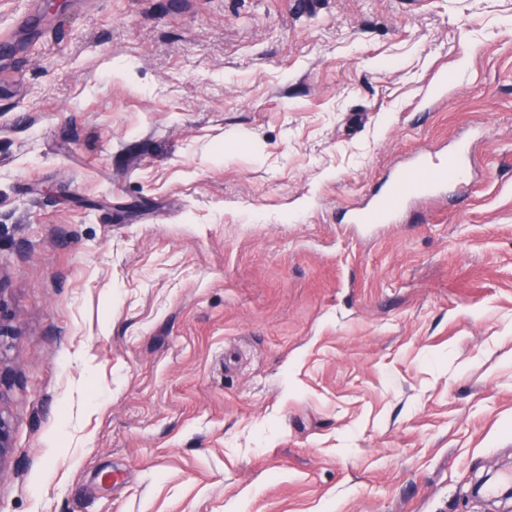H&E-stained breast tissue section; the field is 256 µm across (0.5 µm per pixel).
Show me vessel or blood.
<instances>
[{
  "mask_svg": "<svg viewBox=\"0 0 512 512\" xmlns=\"http://www.w3.org/2000/svg\"><path fill=\"white\" fill-rule=\"evenodd\" d=\"M470 148L461 145L451 156L421 155L401 167L391 185L349 213L353 224H392L406 205L415 199H432L451 181L466 180L465 162Z\"/></svg>",
  "mask_w": 512,
  "mask_h": 512,
  "instance_id": "vessel-or-blood-1",
  "label": "vessel or blood"
}]
</instances>
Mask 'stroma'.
I'll list each match as a JSON object with an SVG mask.
<instances>
[{"mask_svg": "<svg viewBox=\"0 0 512 512\" xmlns=\"http://www.w3.org/2000/svg\"><path fill=\"white\" fill-rule=\"evenodd\" d=\"M28 9L0 0V512H498L512 0ZM469 137L446 201L348 223ZM8 372L2 364V346L0 345V469L9 456L11 448L12 425L8 416L2 410V401L5 395V383Z\"/></svg>", "mask_w": 512, "mask_h": 512, "instance_id": "35a3bbf8", "label": "stroma"}]
</instances>
